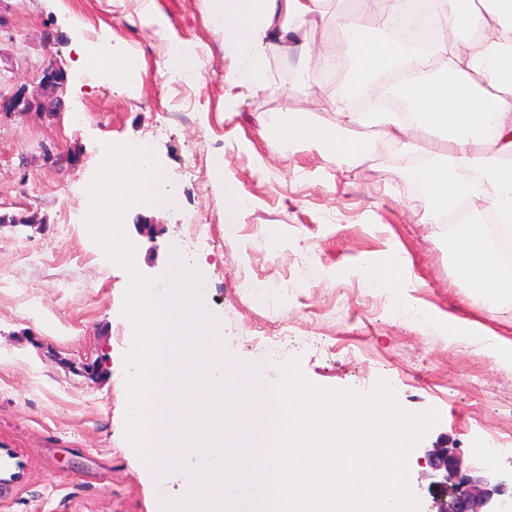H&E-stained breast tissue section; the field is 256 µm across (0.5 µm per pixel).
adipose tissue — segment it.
<instances>
[{
  "label": "adipose tissue",
  "mask_w": 512,
  "mask_h": 512,
  "mask_svg": "<svg viewBox=\"0 0 512 512\" xmlns=\"http://www.w3.org/2000/svg\"><path fill=\"white\" fill-rule=\"evenodd\" d=\"M429 23L455 26L481 35L478 51L455 52L447 39L427 50L368 26L370 14L407 13L413 0H357L356 15L334 19L353 64L343 93L332 101L336 122L312 125L305 113L273 118L278 145L309 141L332 158L360 164L368 133L388 136L407 164L402 173L421 183L429 195L424 223L438 224L462 203L479 201L496 219L502 237L512 238V0H427ZM320 0H203L209 20L224 32L231 65L224 73L230 87L256 89L268 80L269 52L304 39L319 14ZM403 70L408 80L393 93L410 107L411 116L385 109L355 112L350 103L380 75ZM488 144L476 153V143ZM455 276L477 309L512 311V272L501 264L486 225L465 221L449 239ZM358 274L391 289L421 327L447 335L449 341L480 346L502 363L512 364V339L498 337L477 319L441 317L411 298V273L396 254L360 261Z\"/></svg>",
  "instance_id": "1"
}]
</instances>
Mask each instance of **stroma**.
Returning a JSON list of instances; mask_svg holds the SVG:
<instances>
[{"label":"stroma","mask_w":512,"mask_h":512,"mask_svg":"<svg viewBox=\"0 0 512 512\" xmlns=\"http://www.w3.org/2000/svg\"><path fill=\"white\" fill-rule=\"evenodd\" d=\"M93 36L111 38L113 58H138L142 80L82 79L71 43ZM172 43L203 59L183 86L161 64ZM51 63L67 75L62 87L43 81ZM227 64L202 0H0V96L21 89L33 104L0 115V446L10 450L0 456V512H163L159 492L180 489L181 470L144 467L127 438L128 277L81 223L104 144L135 140L180 187L176 211L127 217L137 271L166 277L187 224L210 225L211 242L194 256L213 273L204 300L228 364L263 367L271 383L296 358L316 385L364 393L383 378L406 410L437 409L439 423L408 462L420 512H437L444 494L423 463L436 448L452 449L488 485L512 482V365L424 330L354 271L361 258L398 252L411 265L412 296L431 311L512 339L503 314L468 306L447 225L422 221L426 190L404 177L382 137L353 171L309 143L273 149L271 116L336 121V89L306 72L301 45L269 53L267 84L241 106L224 83ZM227 183L248 201L233 238L224 233ZM243 275L257 282L244 294ZM280 328L289 338L279 355L253 345ZM480 444L497 450V463L477 454Z\"/></svg>","instance_id":"35a3bbf8"}]
</instances>
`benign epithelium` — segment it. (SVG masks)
I'll return each instance as SVG.
<instances>
[{
	"instance_id": "benign-epithelium-1",
	"label": "benign epithelium",
	"mask_w": 512,
	"mask_h": 512,
	"mask_svg": "<svg viewBox=\"0 0 512 512\" xmlns=\"http://www.w3.org/2000/svg\"><path fill=\"white\" fill-rule=\"evenodd\" d=\"M29 103L21 91L0 98V112H26ZM425 464L442 474L441 485L449 494V500L441 503L439 512H480L493 496L505 493V487L481 489V480L461 472L455 454L447 448H436L429 453Z\"/></svg>"
}]
</instances>
